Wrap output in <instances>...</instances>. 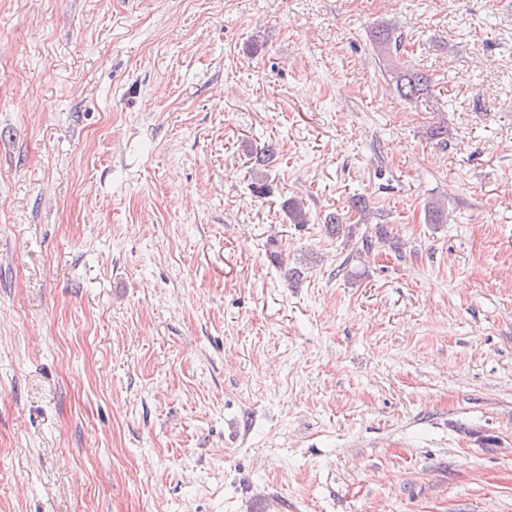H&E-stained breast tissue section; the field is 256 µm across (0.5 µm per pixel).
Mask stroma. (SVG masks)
<instances>
[{
  "mask_svg": "<svg viewBox=\"0 0 512 512\" xmlns=\"http://www.w3.org/2000/svg\"><path fill=\"white\" fill-rule=\"evenodd\" d=\"M0 512H512V0H0ZM373 45L378 58L380 57L385 61L398 57L401 51L404 50L402 34H397L395 29L388 26L377 28L373 32ZM391 82L398 96L404 100L418 99L431 86V77L412 67H397L392 71Z\"/></svg>",
  "mask_w": 512,
  "mask_h": 512,
  "instance_id": "stroma-1",
  "label": "stroma"
}]
</instances>
